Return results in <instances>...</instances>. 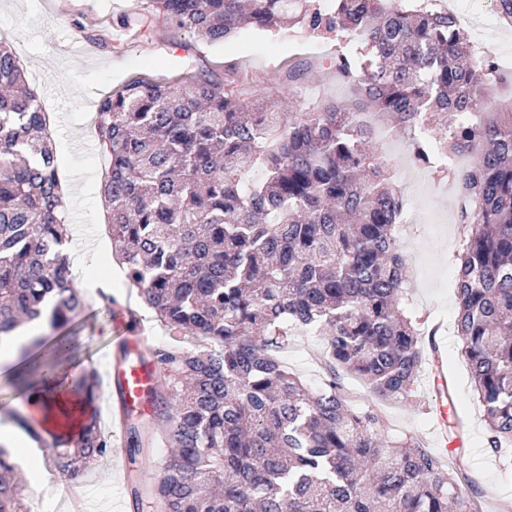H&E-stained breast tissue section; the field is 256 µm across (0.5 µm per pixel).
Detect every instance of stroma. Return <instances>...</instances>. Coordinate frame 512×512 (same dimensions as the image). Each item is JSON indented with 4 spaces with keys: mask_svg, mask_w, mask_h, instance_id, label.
<instances>
[{
    "mask_svg": "<svg viewBox=\"0 0 512 512\" xmlns=\"http://www.w3.org/2000/svg\"><path fill=\"white\" fill-rule=\"evenodd\" d=\"M137 0H0V38L12 44L43 111L51 113L59 176L71 195L64 205L71 230L74 263L90 275L112 268V299L124 304L132 296L126 288L111 249H100L96 226L103 210L102 183L95 136L98 102L132 77L157 80L189 75L232 79L244 97L257 84L286 68L328 59L336 53L333 40L298 31H246L213 47L196 35L156 23L151 31L133 38L120 19L137 8ZM101 34L92 53L71 52L68 38L77 27ZM302 102L324 98L345 99L348 86L328 72L306 71L299 82ZM379 149L390 161L394 177L408 175L406 213L410 224L399 235L408 256L405 282L408 310L421 320L423 330H435L447 378L448 419L445 432L455 447L448 462L483 490L478 512H501L512 505V463L485 448V411L473 395V384L462 358V344L454 329L457 314L455 261L459 229L456 224L458 190L447 174L412 163L409 135L382 129ZM85 310L77 319L73 353L64 356L66 367L102 371L117 362L113 346V319L97 294L83 291ZM321 339L312 335L290 337L280 358L289 370L315 385L325 374ZM437 370L425 367L413 397L380 399L358 380L342 383L353 407L378 410L386 420L389 440L419 439L433 448ZM126 457L113 454L96 461L82 483L87 512H137L128 494Z\"/></svg>",
    "mask_w": 512,
    "mask_h": 512,
    "instance_id": "obj_1",
    "label": "stroma"
}]
</instances>
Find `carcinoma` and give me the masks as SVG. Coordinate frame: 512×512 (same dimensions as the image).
Listing matches in <instances>:
<instances>
[{
  "instance_id": "1",
  "label": "carcinoma",
  "mask_w": 512,
  "mask_h": 512,
  "mask_svg": "<svg viewBox=\"0 0 512 512\" xmlns=\"http://www.w3.org/2000/svg\"><path fill=\"white\" fill-rule=\"evenodd\" d=\"M219 44L239 31L298 27L348 40L329 68L374 114L413 134L412 160L476 150L458 182L457 336L486 414L484 445L512 458V111L485 112L480 87L503 82L475 59L457 18L425 2L140 0L122 24L157 20ZM294 69L250 101L231 82L131 79L104 97L96 138L125 285L172 336L157 346L151 414L124 421L131 463L171 447L151 485L130 478L135 509L159 512H474L481 496L415 438L386 440L375 410L352 407L342 375L383 399H409L425 338L403 304L408 267L397 224L407 205L374 148L371 122L336 101L274 111L297 96ZM260 171L261 177L252 176ZM56 145L15 52L0 41V336L44 319L58 355L84 308L63 249ZM294 333L323 339L313 388L277 353ZM61 383L94 399V371ZM49 469L80 482L112 453L97 420L53 434ZM0 450V512H29Z\"/></svg>"
}]
</instances>
